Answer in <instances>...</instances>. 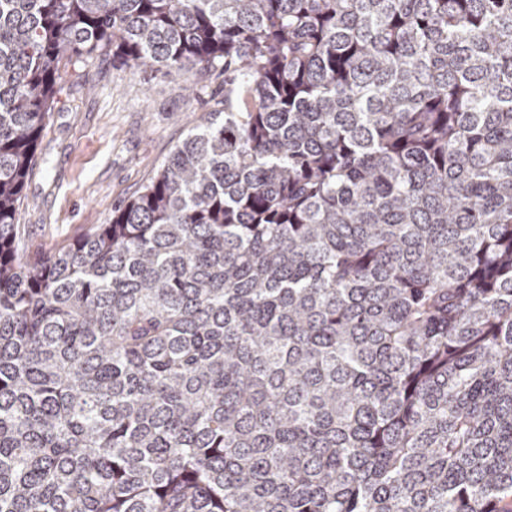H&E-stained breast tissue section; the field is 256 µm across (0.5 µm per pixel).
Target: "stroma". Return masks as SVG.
Returning <instances> with one entry per match:
<instances>
[{
    "label": "stroma",
    "instance_id": "stroma-1",
    "mask_svg": "<svg viewBox=\"0 0 512 512\" xmlns=\"http://www.w3.org/2000/svg\"><path fill=\"white\" fill-rule=\"evenodd\" d=\"M223 109L219 70L183 81L130 71L108 53L63 61L20 202L28 258L108 223L192 129Z\"/></svg>",
    "mask_w": 512,
    "mask_h": 512
}]
</instances>
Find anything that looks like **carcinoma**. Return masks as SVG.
Masks as SVG:
<instances>
[{
    "label": "carcinoma",
    "mask_w": 512,
    "mask_h": 512,
    "mask_svg": "<svg viewBox=\"0 0 512 512\" xmlns=\"http://www.w3.org/2000/svg\"><path fill=\"white\" fill-rule=\"evenodd\" d=\"M102 51L224 114L30 262ZM0 512H512V0H0Z\"/></svg>",
    "instance_id": "obj_1"
}]
</instances>
